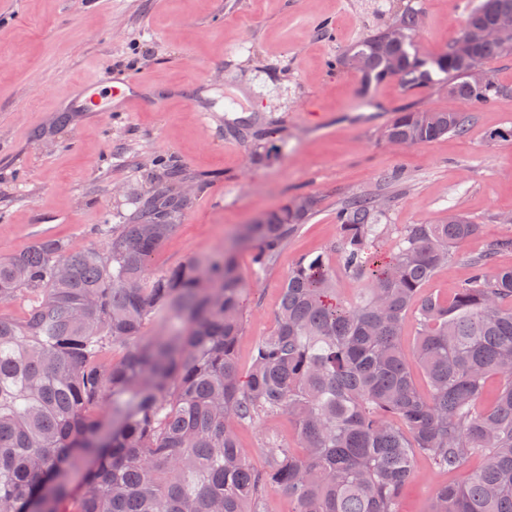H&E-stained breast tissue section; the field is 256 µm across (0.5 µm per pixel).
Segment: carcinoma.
I'll return each instance as SVG.
<instances>
[{
    "mask_svg": "<svg viewBox=\"0 0 512 512\" xmlns=\"http://www.w3.org/2000/svg\"><path fill=\"white\" fill-rule=\"evenodd\" d=\"M419 16L392 19L408 39L391 57L376 49L381 27L336 59L360 57L368 87L395 78L414 90L441 76L469 106L397 113L383 137L405 147L465 134L473 112L506 91L489 74L472 85L468 71L512 53L511 31L471 46L461 33L444 55L423 56ZM178 212L172 199L152 201L133 223L107 225L100 247L45 239L0 260V305L24 302L20 317L0 313V512H62L76 475L67 512H263L272 490L294 512H400L418 458L454 472L479 453L485 464L436 487L429 512H512V269L490 272L512 236L466 255L458 244L479 229L469 219L395 231L387 203L352 197L336 212L331 252L363 288L346 301L327 256L299 260L244 374L247 288L233 251L148 267ZM315 213V198L297 195L244 225L239 244L257 272ZM459 262L472 274L452 299L424 292ZM278 415L295 421L298 444L256 469L234 425Z\"/></svg>",
    "mask_w": 512,
    "mask_h": 512,
    "instance_id": "cac0c4a2",
    "label": "carcinoma"
}]
</instances>
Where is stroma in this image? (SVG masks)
I'll return each mask as SVG.
<instances>
[{
    "label": "stroma",
    "mask_w": 512,
    "mask_h": 512,
    "mask_svg": "<svg viewBox=\"0 0 512 512\" xmlns=\"http://www.w3.org/2000/svg\"><path fill=\"white\" fill-rule=\"evenodd\" d=\"M470 0H0V258L37 241L100 245L107 224L131 223L146 201L175 196L177 228L152 256L161 270L230 243L242 225L296 194L317 212L273 264L256 274L240 249L248 287L237 358L249 370L275 326L281 288L303 258L339 240L336 211L349 198L390 201L387 221L437 224L458 212L479 224L460 252L483 253L512 235V55L487 62L505 91L475 112L468 132L414 147L383 137L403 110H447L448 86L407 90L397 80L364 88L333 64L394 11L422 13L417 46L446 49ZM118 73L153 95L126 112L57 121L80 82ZM206 97L210 109L193 103ZM249 461L264 467L267 441L295 446L288 417L238 426ZM419 460L401 512H427L434 488L462 481Z\"/></svg>",
    "instance_id": "35a3bbf8"
}]
</instances>
